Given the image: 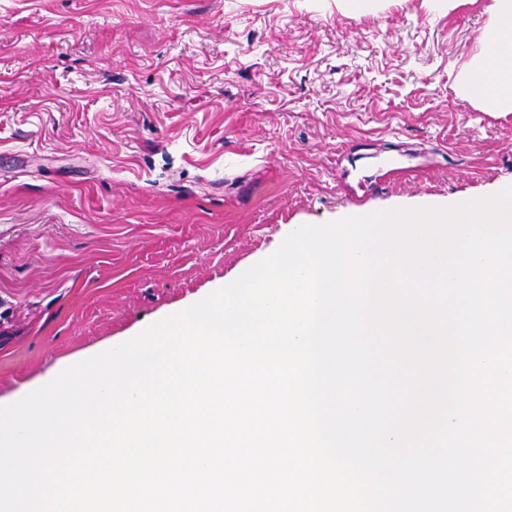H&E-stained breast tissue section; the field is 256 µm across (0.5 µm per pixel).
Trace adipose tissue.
I'll use <instances>...</instances> for the list:
<instances>
[{"label": "adipose tissue", "mask_w": 512, "mask_h": 512, "mask_svg": "<svg viewBox=\"0 0 512 512\" xmlns=\"http://www.w3.org/2000/svg\"><path fill=\"white\" fill-rule=\"evenodd\" d=\"M483 52L464 78L467 92L491 112H512V0H494Z\"/></svg>", "instance_id": "obj_1"}]
</instances>
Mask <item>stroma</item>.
<instances>
[{"mask_svg":"<svg viewBox=\"0 0 512 512\" xmlns=\"http://www.w3.org/2000/svg\"><path fill=\"white\" fill-rule=\"evenodd\" d=\"M491 4L0 0V403L293 225L511 185L512 112L462 86ZM387 159L420 172L351 198Z\"/></svg>","mask_w":512,"mask_h":512,"instance_id":"stroma-1","label":"stroma"}]
</instances>
